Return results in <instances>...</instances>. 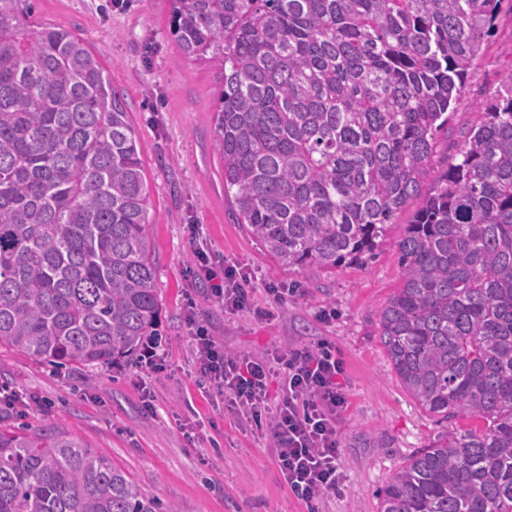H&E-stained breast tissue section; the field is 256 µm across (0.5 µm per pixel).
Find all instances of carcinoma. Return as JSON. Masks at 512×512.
<instances>
[{
  "label": "carcinoma",
  "instance_id": "cac0c4a2",
  "mask_svg": "<svg viewBox=\"0 0 512 512\" xmlns=\"http://www.w3.org/2000/svg\"><path fill=\"white\" fill-rule=\"evenodd\" d=\"M496 2L170 0L184 55L220 68L224 193L280 265L363 263L417 202L380 340L446 426L380 512H512V70L424 189ZM33 10L0 0V346L133 361L162 346L140 146L99 57ZM0 512L176 510L80 440L0 422Z\"/></svg>",
  "mask_w": 512,
  "mask_h": 512
}]
</instances>
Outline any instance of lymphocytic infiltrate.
I'll use <instances>...</instances> for the list:
<instances>
[{"label": "lymphocytic infiltrate", "mask_w": 512, "mask_h": 512, "mask_svg": "<svg viewBox=\"0 0 512 512\" xmlns=\"http://www.w3.org/2000/svg\"><path fill=\"white\" fill-rule=\"evenodd\" d=\"M196 270L226 311L249 308L250 276L236 263L196 253ZM195 366L237 416L266 432L275 443V461L289 490L318 512L325 495L341 485L340 422L346 400L343 362L326 339L279 349L260 357L226 352L199 322H192ZM282 380L277 402L268 381Z\"/></svg>", "instance_id": "1"}]
</instances>
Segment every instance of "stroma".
I'll return each mask as SVG.
<instances>
[{"label":"stroma","mask_w":512,"mask_h":512,"mask_svg":"<svg viewBox=\"0 0 512 512\" xmlns=\"http://www.w3.org/2000/svg\"><path fill=\"white\" fill-rule=\"evenodd\" d=\"M38 20L65 28L101 54L123 98L150 185L146 228L163 306L157 366L58 371L0 348V376L33 397L25 426L79 439L108 457L149 495L176 512H306L275 462L272 440L224 407L193 367L188 299L229 352L257 356L328 339L345 363L347 404L340 425V493L322 512H378L379 491L443 429L405 390L380 342L379 314L402 281L395 243L411 220L403 210L375 257L334 269L285 268L238 223L214 149L212 62L186 57L170 32L168 0H34ZM512 67V0H501L491 37L474 62L429 165L454 159L479 107ZM247 265L257 277L252 308L225 312L189 274L194 248ZM295 289L279 302L267 283ZM259 309L270 318L256 317ZM328 319H321V312Z\"/></svg>","instance_id":"35a3bbf8"}]
</instances>
